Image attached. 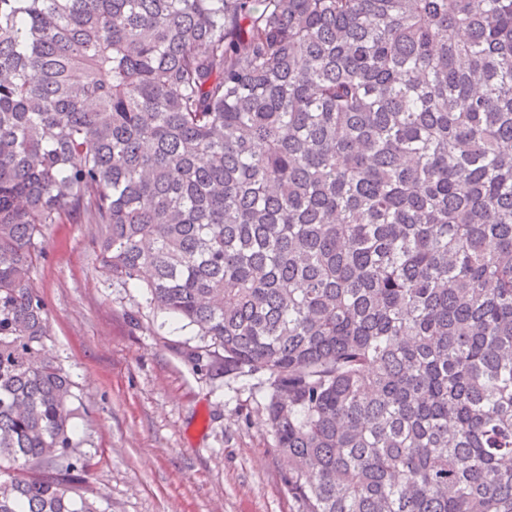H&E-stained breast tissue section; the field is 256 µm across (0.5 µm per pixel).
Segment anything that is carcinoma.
<instances>
[{"label":"carcinoma","instance_id":"1","mask_svg":"<svg viewBox=\"0 0 512 512\" xmlns=\"http://www.w3.org/2000/svg\"><path fill=\"white\" fill-rule=\"evenodd\" d=\"M64 222L263 377L303 512H512V0H0V512H97Z\"/></svg>","mask_w":512,"mask_h":512}]
</instances>
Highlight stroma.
<instances>
[{
	"instance_id": "obj_1",
	"label": "stroma",
	"mask_w": 512,
	"mask_h": 512,
	"mask_svg": "<svg viewBox=\"0 0 512 512\" xmlns=\"http://www.w3.org/2000/svg\"><path fill=\"white\" fill-rule=\"evenodd\" d=\"M31 277L75 383L100 512H302L254 381L195 365L191 327L113 282L92 224H50Z\"/></svg>"
}]
</instances>
